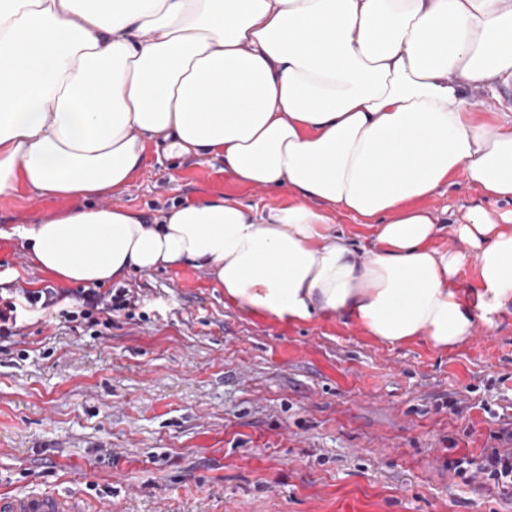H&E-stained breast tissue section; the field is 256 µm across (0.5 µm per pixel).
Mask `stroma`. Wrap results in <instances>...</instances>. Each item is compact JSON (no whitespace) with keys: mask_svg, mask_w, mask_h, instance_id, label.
I'll return each mask as SVG.
<instances>
[{"mask_svg":"<svg viewBox=\"0 0 512 512\" xmlns=\"http://www.w3.org/2000/svg\"><path fill=\"white\" fill-rule=\"evenodd\" d=\"M265 208L282 189L239 186L219 160L148 146L120 202L148 217L224 194ZM466 183L422 208L483 204ZM75 198L0 199V293L57 287L10 233ZM142 300L93 333L59 309L0 350V492L81 493L90 512H512L482 470L512 451V311L448 350L378 342L330 317L285 323L240 312L202 270L115 280ZM466 458L462 472L449 461Z\"/></svg>","mask_w":512,"mask_h":512,"instance_id":"35a3bbf8","label":"stroma"}]
</instances>
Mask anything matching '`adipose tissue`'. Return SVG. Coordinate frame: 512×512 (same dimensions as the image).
Wrapping results in <instances>:
<instances>
[{
	"label": "adipose tissue",
	"mask_w": 512,
	"mask_h": 512,
	"mask_svg": "<svg viewBox=\"0 0 512 512\" xmlns=\"http://www.w3.org/2000/svg\"><path fill=\"white\" fill-rule=\"evenodd\" d=\"M151 143L290 202L149 222L119 198ZM459 176L512 201V0H0V198L83 199L14 230L62 282L189 265L246 313L445 350L512 307V210L470 207L464 250L431 244L420 203ZM340 215L377 227L364 258ZM479 286L475 271L474 259H468L466 265L459 271L455 279V287L460 288L466 300L475 301L474 294Z\"/></svg>",
	"instance_id": "ef3b65f1"
}]
</instances>
